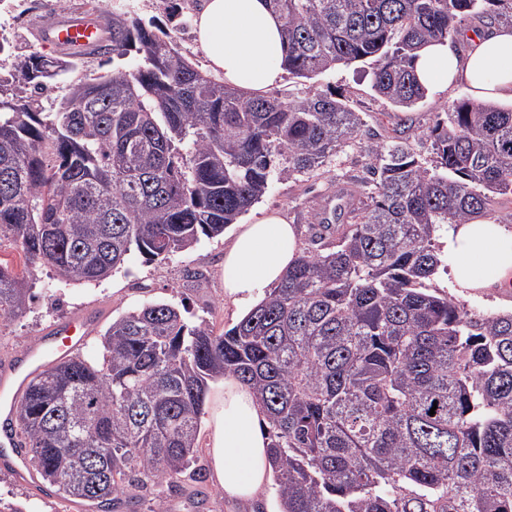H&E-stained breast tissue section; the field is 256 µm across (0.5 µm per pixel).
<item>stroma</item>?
<instances>
[{
    "mask_svg": "<svg viewBox=\"0 0 512 512\" xmlns=\"http://www.w3.org/2000/svg\"><path fill=\"white\" fill-rule=\"evenodd\" d=\"M113 9H127L152 29L173 33L178 45L198 69L206 61L197 48L192 33L193 0H108ZM92 0H0V34L11 44L10 55H0V70L9 71L17 59L34 52L52 54L51 46L41 43L38 25L51 12H87ZM336 93L353 111L359 112L363 127L358 141L343 148L331 159L321 178L299 180L273 179L267 193L246 214L251 221L265 212L280 213L300 231L301 244H308L310 224L332 199L339 188H348L356 203H366L373 189L366 168L371 151L391 137L407 133L410 143L421 158L433 157L431 142L426 137L439 115L460 99L469 97L465 84H457L440 93H429L415 106L399 109L378 97L371 88L370 63L339 67L306 79L284 74L282 82L270 89L271 97L295 99L314 93ZM228 236L203 238L192 248L162 262H145L132 254L110 277L93 283H65L47 268L37 269L30 307L21 316L0 322V361L18 355L35 343L43 329L66 316L89 312L97 325L89 336L82 355L89 360L101 356L100 336L112 319L150 302L164 301L186 305L192 318H206L217 327L236 324L240 315L224 298V249ZM203 272L201 283L190 282L191 272ZM38 473L23 476L0 467V498L20 502L26 512H83L80 504L46 494ZM204 500L170 494L165 499L167 512H278L275 486H268L254 503L242 504L225 499L213 477H206Z\"/></svg>",
    "mask_w": 512,
    "mask_h": 512,
    "instance_id": "stroma-1",
    "label": "stroma"
}]
</instances>
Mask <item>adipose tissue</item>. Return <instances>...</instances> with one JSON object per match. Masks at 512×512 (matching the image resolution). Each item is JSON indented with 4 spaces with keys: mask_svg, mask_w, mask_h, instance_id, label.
Wrapping results in <instances>:
<instances>
[{
    "mask_svg": "<svg viewBox=\"0 0 512 512\" xmlns=\"http://www.w3.org/2000/svg\"><path fill=\"white\" fill-rule=\"evenodd\" d=\"M193 33L208 68L227 86L261 92L284 74L283 21L267 0H201ZM458 54L445 41L427 44L414 60L419 83L429 91L466 84L476 101L512 100V25L463 33ZM443 250L455 258L459 291L512 288V230L483 216L449 225ZM301 253L299 231L268 213L239 225L224 252V296L249 311L280 281ZM262 410L252 393L227 376L214 387L209 419L210 467L225 498L251 502L264 492L271 465Z\"/></svg>",
    "mask_w": 512,
    "mask_h": 512,
    "instance_id": "adipose-tissue-1",
    "label": "adipose tissue"
}]
</instances>
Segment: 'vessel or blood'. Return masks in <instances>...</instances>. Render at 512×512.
I'll list each match as a JSON object with an SVG mask.
<instances>
[{
    "instance_id": "vessel-or-blood-1",
    "label": "vessel or blood",
    "mask_w": 512,
    "mask_h": 512,
    "mask_svg": "<svg viewBox=\"0 0 512 512\" xmlns=\"http://www.w3.org/2000/svg\"><path fill=\"white\" fill-rule=\"evenodd\" d=\"M107 32L108 27L101 17L86 15L52 20L39 37L54 49L70 53L92 49ZM89 332V319L81 314L72 315L65 322L51 325L37 342L22 353L20 359L0 365V462L15 474H24L32 467L14 427L17 393L47 369L50 361L75 357L86 346Z\"/></svg>"
}]
</instances>
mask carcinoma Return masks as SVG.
<instances>
[{"instance_id": "obj_1", "label": "carcinoma", "mask_w": 512, "mask_h": 512, "mask_svg": "<svg viewBox=\"0 0 512 512\" xmlns=\"http://www.w3.org/2000/svg\"><path fill=\"white\" fill-rule=\"evenodd\" d=\"M269 5L288 73L371 60L372 89L401 109L425 95L422 47L455 42L464 16L512 24V0ZM111 27L90 51L112 47L110 73L70 84L83 54L37 52L0 73L17 90L0 97V244L22 258L0 262L1 320L28 308L38 266L92 283L134 252L164 261L224 235L273 178L316 174L362 126L333 93L228 87L130 11ZM427 137L430 163L401 136L378 147L371 202L311 225L317 248L231 328L151 303L112 320L101 360L36 376L17 428L43 479L95 512L202 483L209 383L231 375L263 408L280 512H512V312L433 286L442 228L512 198V105L464 98Z\"/></svg>"}]
</instances>
